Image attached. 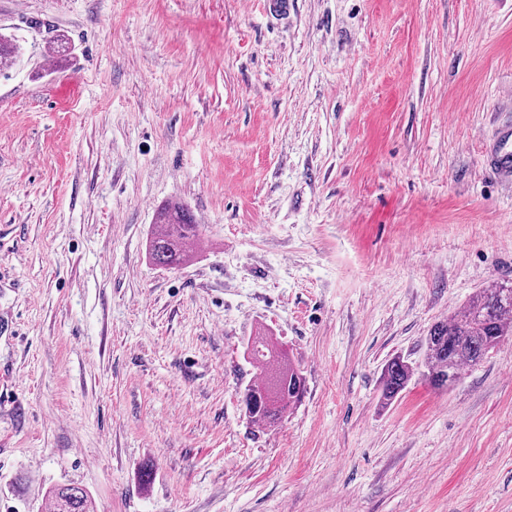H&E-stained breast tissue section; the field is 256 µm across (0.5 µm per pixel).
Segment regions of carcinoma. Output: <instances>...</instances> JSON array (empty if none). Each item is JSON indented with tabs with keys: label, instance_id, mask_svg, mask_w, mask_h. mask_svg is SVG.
Wrapping results in <instances>:
<instances>
[{
	"label": "carcinoma",
	"instance_id": "cac0c4a2",
	"mask_svg": "<svg viewBox=\"0 0 512 512\" xmlns=\"http://www.w3.org/2000/svg\"><path fill=\"white\" fill-rule=\"evenodd\" d=\"M20 52L15 37L0 35L1 60L11 61ZM198 237L199 225L186 205L163 207L149 237V257L160 267L179 266L188 257L187 244ZM508 337H512V284L483 288L450 318L432 326L426 338L422 375L433 388L446 391L460 381L464 367L478 365ZM246 354L248 363L260 371V379L246 389L245 413L255 423L271 424L300 402L305 379L270 336L261 334L250 340ZM414 372L407 361L390 359L381 375L383 403H391ZM49 502L51 512H90L88 492L74 483L54 486Z\"/></svg>",
	"mask_w": 512,
	"mask_h": 512
}]
</instances>
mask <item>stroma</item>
<instances>
[{
  "instance_id": "1",
  "label": "stroma",
  "mask_w": 512,
  "mask_h": 512,
  "mask_svg": "<svg viewBox=\"0 0 512 512\" xmlns=\"http://www.w3.org/2000/svg\"><path fill=\"white\" fill-rule=\"evenodd\" d=\"M0 33V512H512V339L380 404L512 284V0H0ZM260 333L306 380L271 426ZM487 164L501 180L512 183V121L498 127L493 149L487 154ZM153 225L148 241L150 259L165 268L182 265L188 257L187 244L200 233L188 207L175 204L161 208ZM415 368L400 357L390 359L381 375V395L384 404H390L408 385ZM51 512H90V497L88 492L74 483L55 485L49 491ZM67 510L63 511L62 506Z\"/></svg>"
}]
</instances>
